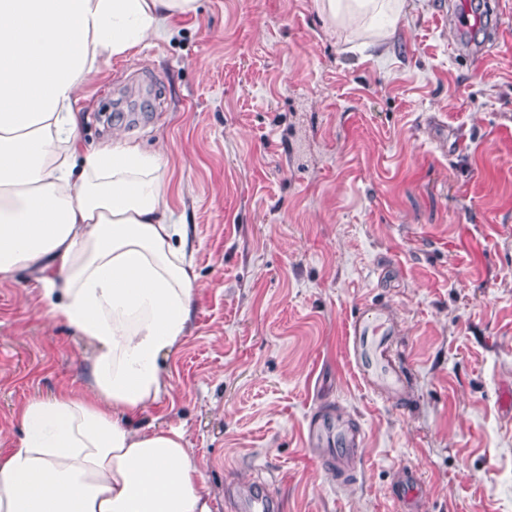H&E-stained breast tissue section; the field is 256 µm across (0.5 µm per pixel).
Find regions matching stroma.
Instances as JSON below:
<instances>
[{
	"label": "stroma",
	"instance_id": "stroma-1",
	"mask_svg": "<svg viewBox=\"0 0 512 512\" xmlns=\"http://www.w3.org/2000/svg\"><path fill=\"white\" fill-rule=\"evenodd\" d=\"M408 0L390 37L315 0H199L164 39L100 64L88 144L164 149L200 288L165 370L215 512H512V0ZM385 310L410 374L360 377L352 321ZM89 347L33 274L0 281V449L29 398L87 379ZM358 429L359 462L306 441ZM422 494L396 498L402 471ZM336 438V462L339 464L352 463L355 458L357 439L349 430L338 422L318 421L311 424L308 428L307 442L310 446L325 450V446H329L331 440ZM345 446L346 448H338Z\"/></svg>",
	"mask_w": 512,
	"mask_h": 512
}]
</instances>
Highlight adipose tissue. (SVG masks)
Segmentation results:
<instances>
[{
	"mask_svg": "<svg viewBox=\"0 0 512 512\" xmlns=\"http://www.w3.org/2000/svg\"><path fill=\"white\" fill-rule=\"evenodd\" d=\"M330 23L398 21L407 0H317ZM197 0H0V281L89 345L85 388L26 401L0 452V512H213L186 432L138 423L171 394L199 288L163 150L81 139L103 60L166 36Z\"/></svg>",
	"mask_w": 512,
	"mask_h": 512,
	"instance_id": "1",
	"label": "adipose tissue"
}]
</instances>
